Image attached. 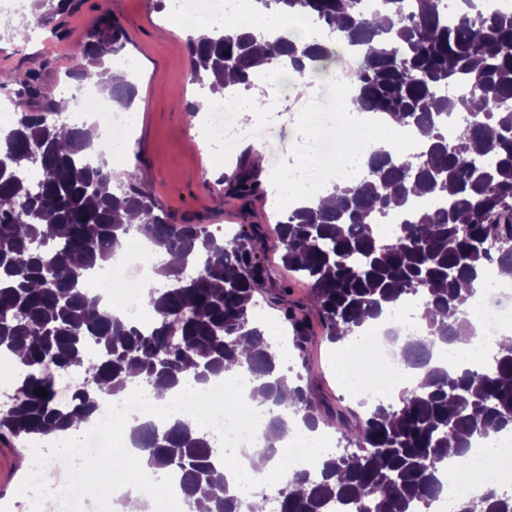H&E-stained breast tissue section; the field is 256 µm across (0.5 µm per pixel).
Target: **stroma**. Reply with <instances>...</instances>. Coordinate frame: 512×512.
Wrapping results in <instances>:
<instances>
[{
  "instance_id": "1",
  "label": "stroma",
  "mask_w": 512,
  "mask_h": 512,
  "mask_svg": "<svg viewBox=\"0 0 512 512\" xmlns=\"http://www.w3.org/2000/svg\"><path fill=\"white\" fill-rule=\"evenodd\" d=\"M108 13L125 31V46L119 59H134L138 71L133 79L132 109L138 123L132 133L133 147L113 165V185H125L127 173H135L151 191L160 207L175 220L193 219L209 227L236 232L244 224L273 223L267 195L250 202L226 195L222 175L235 172L236 163L223 164L201 134V114L173 110L172 97L190 102L198 99V84L192 83L186 42L189 30L172 18L169 10H158L156 0H73L68 12L53 15L47 25L0 38V75L10 76L0 88V105L18 107L15 95L20 80L36 73L43 83L66 82L74 67L72 48L85 39L100 13ZM335 346L314 327L305 354L289 350L288 363L294 371L303 365L316 370L313 387L320 399L341 402L333 359ZM26 447L17 445L0 452V504L10 512H31L26 497L17 490L26 477L21 461Z\"/></svg>"
}]
</instances>
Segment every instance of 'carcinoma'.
<instances>
[{
	"mask_svg": "<svg viewBox=\"0 0 512 512\" xmlns=\"http://www.w3.org/2000/svg\"><path fill=\"white\" fill-rule=\"evenodd\" d=\"M71 0H33L30 21L44 23V7L61 12ZM390 13L370 14L361 0H257L262 11L317 17L361 56L356 102L387 113L421 141L420 151L371 153L364 175L334 187L336 203L297 207L275 224L282 265L305 279L309 294L291 302L282 283L273 300L281 322L301 350L311 317L327 340L354 334L382 304L422 298L426 325L405 338L397 359L421 375L393 403L355 412L312 398L313 371L291 377L252 318L254 294L269 280L255 247L267 229L249 224L226 239L201 224H179L130 175L112 188L108 163L86 159L96 128L63 126L36 75L17 95L29 107L0 130V162L14 175L0 180V354L19 356L21 371L11 404L0 410V436L47 439L76 430L107 400L134 385L152 392L192 379L206 384L233 371L249 372L251 397L271 406L268 428L284 434L274 408L290 402L311 430L331 425L342 448L288 474L279 512H417L434 498L448 449L466 455L472 438L512 430V336L497 339L484 370L461 369L455 378L435 364L439 345L473 336L465 317L475 291L463 282L483 277L489 264L512 278V11L484 0L476 11L445 13L440 0H383ZM118 21L107 15L72 52L69 76L91 77L124 47ZM191 77L213 95L250 90L259 66L285 57L304 76L305 60L331 56L320 43L270 41L229 20L210 37L186 43ZM107 97L131 106L133 83L120 77ZM458 117L448 139V116ZM40 168L35 182L28 171ZM228 196L263 193L257 169L244 160L224 178ZM127 214L141 217L133 226ZM397 214L393 237L377 225ZM136 233L181 258L156 268L167 281L145 299L155 311L144 330L85 294L86 273L112 260ZM94 342L99 354L87 353ZM78 371L81 384L65 405L56 402L57 374ZM47 395L41 396L36 389ZM140 460L157 473L176 472L184 502L206 501L205 512H265L262 500L227 494L224 470L206 437L181 421L131 431ZM479 497L461 498L456 512H512V493L487 481Z\"/></svg>",
	"mask_w": 512,
	"mask_h": 512,
	"instance_id": "obj_1",
	"label": "carcinoma"
}]
</instances>
